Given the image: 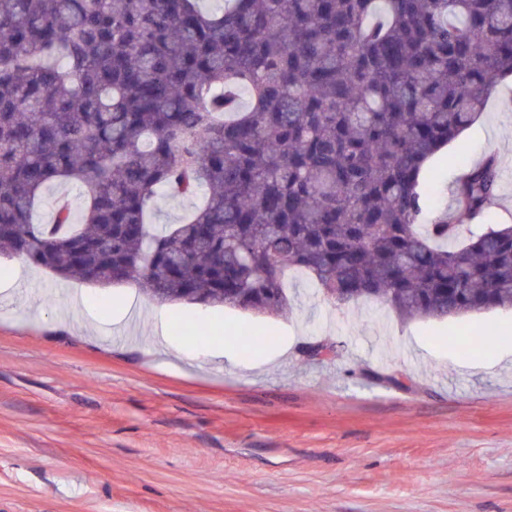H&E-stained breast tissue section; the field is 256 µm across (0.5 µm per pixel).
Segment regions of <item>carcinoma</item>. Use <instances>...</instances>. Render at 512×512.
I'll use <instances>...</instances> for the list:
<instances>
[{
	"label": "carcinoma",
	"mask_w": 512,
	"mask_h": 512,
	"mask_svg": "<svg viewBox=\"0 0 512 512\" xmlns=\"http://www.w3.org/2000/svg\"><path fill=\"white\" fill-rule=\"evenodd\" d=\"M511 75L512 0H0V250L263 314L289 268L406 320L512 307V225L458 241L496 159L428 224L420 188ZM162 192L200 203L157 229Z\"/></svg>",
	"instance_id": "cac0c4a2"
}]
</instances>
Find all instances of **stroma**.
<instances>
[{
  "instance_id": "stroma-1",
  "label": "stroma",
  "mask_w": 512,
  "mask_h": 512,
  "mask_svg": "<svg viewBox=\"0 0 512 512\" xmlns=\"http://www.w3.org/2000/svg\"><path fill=\"white\" fill-rule=\"evenodd\" d=\"M490 156L502 178L487 220L512 224L511 79L433 160L429 212ZM14 268L0 512H512V308L403 320L373 300L335 305L292 271L287 314L268 316L63 282L0 254V276ZM127 293L143 312L120 311ZM485 330L490 346L468 348ZM319 342L331 352L305 357Z\"/></svg>"
}]
</instances>
